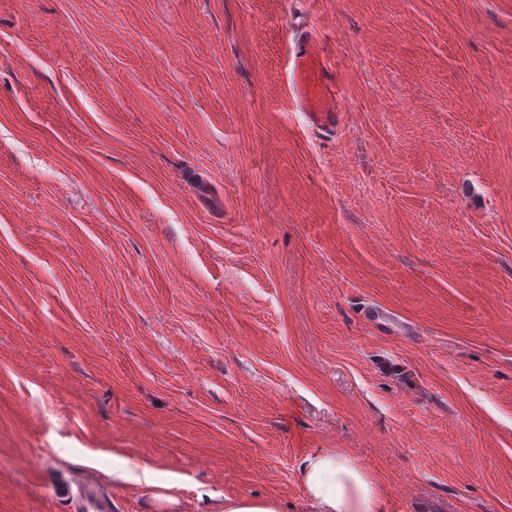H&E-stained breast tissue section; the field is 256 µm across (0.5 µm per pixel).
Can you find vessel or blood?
<instances>
[{
    "instance_id": "1",
    "label": "vessel or blood",
    "mask_w": 512,
    "mask_h": 512,
    "mask_svg": "<svg viewBox=\"0 0 512 512\" xmlns=\"http://www.w3.org/2000/svg\"><path fill=\"white\" fill-rule=\"evenodd\" d=\"M287 68L296 102L311 127L323 133L336 131L341 119L336 73L312 33L302 34L290 46Z\"/></svg>"
}]
</instances>
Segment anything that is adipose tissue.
Masks as SVG:
<instances>
[{"instance_id":"ef3b65f1","label":"adipose tissue","mask_w":512,"mask_h":512,"mask_svg":"<svg viewBox=\"0 0 512 512\" xmlns=\"http://www.w3.org/2000/svg\"><path fill=\"white\" fill-rule=\"evenodd\" d=\"M308 512H384L380 491L351 456L319 448L298 466Z\"/></svg>"}]
</instances>
